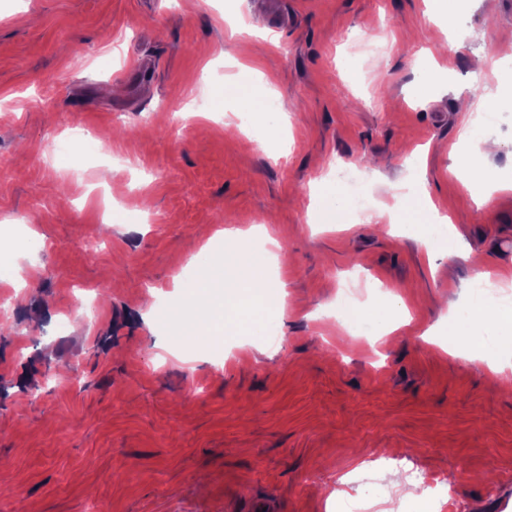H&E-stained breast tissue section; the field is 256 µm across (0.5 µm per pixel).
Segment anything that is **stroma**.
I'll return each mask as SVG.
<instances>
[{
	"mask_svg": "<svg viewBox=\"0 0 512 512\" xmlns=\"http://www.w3.org/2000/svg\"><path fill=\"white\" fill-rule=\"evenodd\" d=\"M260 19L273 45L232 33ZM0 0V512H336L380 455L447 475L466 512H512V395L439 352L440 305L490 273L512 298V192L473 203L449 152L512 47V0ZM447 80L425 103L424 67ZM135 73L132 82L113 72ZM270 83L284 140L238 128L224 80ZM475 162L512 182V101ZM94 131L80 152L71 126ZM359 167L372 212L430 195L465 257L387 223L318 224L313 185ZM268 224L279 340L200 344L165 324L202 230ZM402 297L389 345L338 327L354 289Z\"/></svg>",
	"mask_w": 512,
	"mask_h": 512,
	"instance_id": "obj_1",
	"label": "stroma"
}]
</instances>
